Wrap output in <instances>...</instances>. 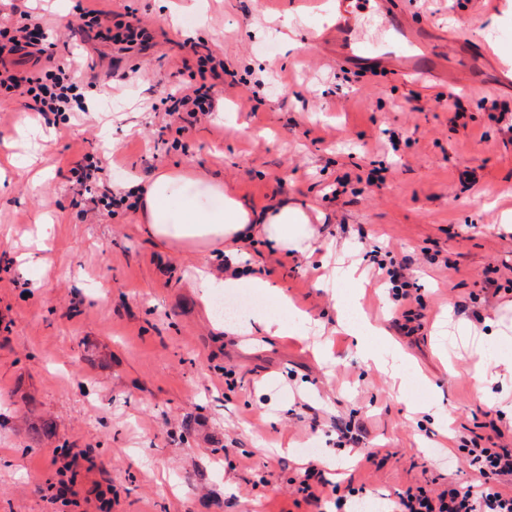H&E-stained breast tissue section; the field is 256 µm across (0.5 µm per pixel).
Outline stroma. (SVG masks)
<instances>
[{"label":"stroma","instance_id":"35a3bbf8","mask_svg":"<svg viewBox=\"0 0 512 512\" xmlns=\"http://www.w3.org/2000/svg\"><path fill=\"white\" fill-rule=\"evenodd\" d=\"M177 2L174 24L164 0H95L107 25L131 12L142 20L146 44L128 45L83 31L77 0L46 9L0 0V25L44 14L55 62L83 51L74 78L89 101L70 121L48 117L51 140L18 145L28 100L0 96V159L37 156L0 185V512H93L94 502L51 498L61 446L90 452L77 486L111 488L112 512H315L297 493L311 448L370 501L410 485L476 483L446 442L491 436L488 413L512 405V381L478 400L474 366L496 372L494 358L476 359L437 329L448 318L489 342L512 319V223L502 217L512 211V136L477 104L455 120L443 80L366 74L325 45L289 47L283 20L307 39L320 22L302 0ZM394 2L455 33L457 49L441 56L452 76L472 66L470 94L512 102V86L494 84L512 67V0ZM197 43L223 58L224 92L178 132L151 105L190 88L183 62ZM88 154L112 187L189 169L221 176L259 213L302 206L318 232L314 253L260 242L246 265L323 323L328 360L316 359L302 324L272 340L215 327L192 274L201 265L223 274V261L161 250L133 211L93 209L72 175ZM42 215L52 226L47 268L21 272L17 256L32 249ZM331 250L364 273L363 312L421 368L406 391L335 333L336 299L316 273ZM374 250L411 262L424 305L413 334L369 262ZM44 422L53 436L33 439ZM340 423L363 426L360 445L337 446Z\"/></svg>","mask_w":512,"mask_h":512}]
</instances>
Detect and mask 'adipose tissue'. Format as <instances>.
Listing matches in <instances>:
<instances>
[{"label": "adipose tissue", "mask_w": 512, "mask_h": 512, "mask_svg": "<svg viewBox=\"0 0 512 512\" xmlns=\"http://www.w3.org/2000/svg\"><path fill=\"white\" fill-rule=\"evenodd\" d=\"M131 188L138 197L139 231L171 252L221 251L236 264L242 247L256 240L299 255L316 249V230L301 207L283 202L265 213H256L216 176L193 178L161 168L148 180L133 182ZM323 285L335 290L336 323L355 336L358 354L364 360L382 363L385 352L376 342L383 338V330L356 316L353 291L361 283L354 268L332 271ZM194 286L203 302L215 292L243 286L274 302V309L258 307L236 320L231 331L238 335L284 336L303 319L296 311L282 316V309L288 306L287 296L277 285L261 277L220 278L202 270Z\"/></svg>", "instance_id": "1"}]
</instances>
